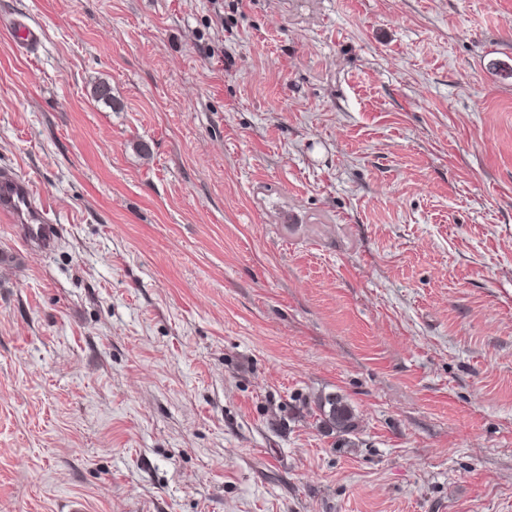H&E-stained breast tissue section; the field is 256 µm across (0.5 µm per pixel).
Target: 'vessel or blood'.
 <instances>
[{"instance_id": "obj_1", "label": "vessel or blood", "mask_w": 512, "mask_h": 512, "mask_svg": "<svg viewBox=\"0 0 512 512\" xmlns=\"http://www.w3.org/2000/svg\"><path fill=\"white\" fill-rule=\"evenodd\" d=\"M10 32L25 48L37 45L44 37L41 27L19 20L11 25ZM0 217L8 220L24 249L49 253L62 240V228L51 217L33 182L7 166L0 167Z\"/></svg>"}]
</instances>
